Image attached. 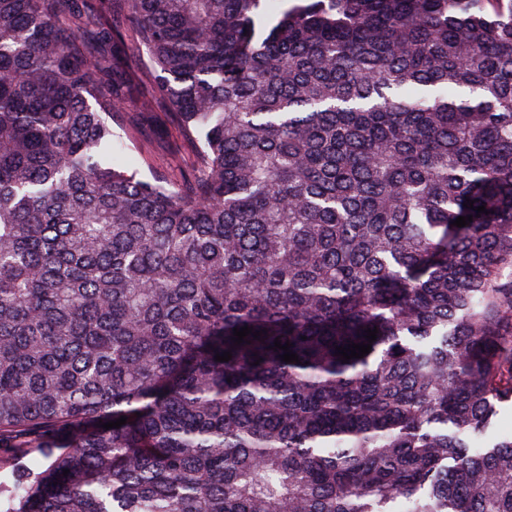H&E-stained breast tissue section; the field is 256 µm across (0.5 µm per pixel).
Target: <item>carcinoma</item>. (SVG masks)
Listing matches in <instances>:
<instances>
[{"mask_svg": "<svg viewBox=\"0 0 512 512\" xmlns=\"http://www.w3.org/2000/svg\"><path fill=\"white\" fill-rule=\"evenodd\" d=\"M506 406L512 0H0V512H512ZM156 111L161 120L156 125L146 127L136 143L127 141L128 146L112 156H128L132 160L131 168L138 169L140 178L151 180L162 172L169 178L176 179L193 158L181 146L175 116L164 113L167 111L161 106Z\"/></svg>", "mask_w": 512, "mask_h": 512, "instance_id": "cac0c4a2", "label": "carcinoma"}]
</instances>
